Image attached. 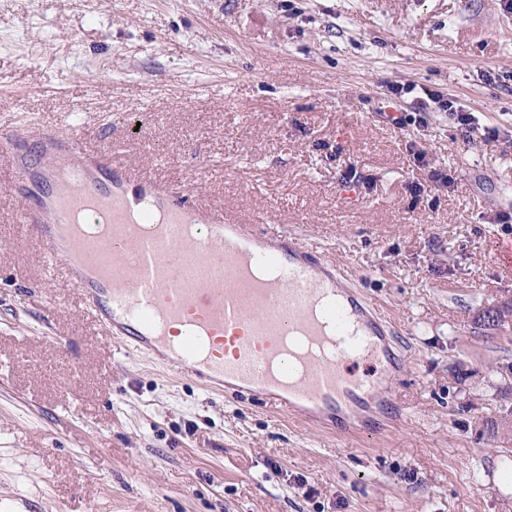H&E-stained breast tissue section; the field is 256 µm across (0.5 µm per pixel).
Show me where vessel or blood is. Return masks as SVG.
Here are the masks:
<instances>
[{"instance_id":"obj_1","label":"vessel or blood","mask_w":512,"mask_h":512,"mask_svg":"<svg viewBox=\"0 0 512 512\" xmlns=\"http://www.w3.org/2000/svg\"><path fill=\"white\" fill-rule=\"evenodd\" d=\"M44 152L51 164L32 173L15 136H0L16 217L111 333L210 388L300 415L343 441L385 434L401 418L392 384L405 358L321 252L268 232L265 218L203 202L188 185L135 174L107 147L87 149L81 133H45ZM134 176L148 198L137 209L125 190ZM75 211L106 217L96 245L69 224ZM257 245L279 277L254 275ZM492 249L511 279L512 235L495 237ZM214 338L224 354L207 352ZM356 362L372 374H356ZM375 406L384 413L377 422L367 415Z\"/></svg>"}]
</instances>
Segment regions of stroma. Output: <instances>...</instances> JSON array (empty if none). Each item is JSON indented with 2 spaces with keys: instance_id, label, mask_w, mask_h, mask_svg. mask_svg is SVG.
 <instances>
[{
  "instance_id": "obj_1",
  "label": "stroma",
  "mask_w": 512,
  "mask_h": 512,
  "mask_svg": "<svg viewBox=\"0 0 512 512\" xmlns=\"http://www.w3.org/2000/svg\"><path fill=\"white\" fill-rule=\"evenodd\" d=\"M392 82L500 140L437 110L393 128ZM75 128L319 246L403 351L404 415L346 445L129 349L47 273L0 161V512H512V325L483 322L512 306L490 251L512 233L503 0H0V133L37 164L41 133ZM423 91L426 98H420V111L430 112L432 109H437L439 111L452 112L458 124L456 131L463 139H473V135L480 133L478 120L472 113L465 111L453 100L444 99L430 91ZM480 137L484 140H497L499 138V131L483 127V133H480Z\"/></svg>"
}]
</instances>
